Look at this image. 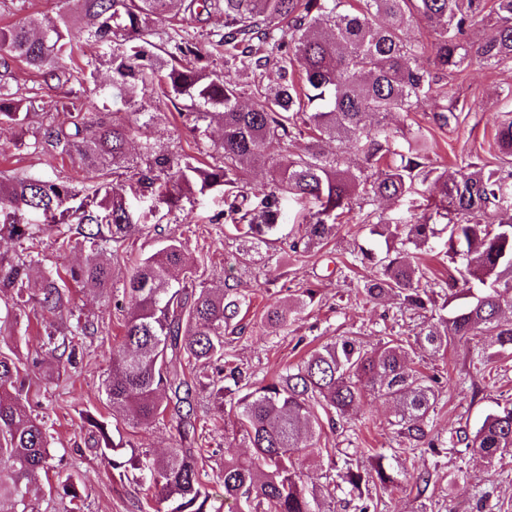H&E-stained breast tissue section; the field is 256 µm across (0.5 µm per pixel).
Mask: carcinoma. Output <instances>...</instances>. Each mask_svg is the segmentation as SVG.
I'll use <instances>...</instances> for the list:
<instances>
[{
    "label": "carcinoma",
    "instance_id": "obj_1",
    "mask_svg": "<svg viewBox=\"0 0 512 512\" xmlns=\"http://www.w3.org/2000/svg\"><path fill=\"white\" fill-rule=\"evenodd\" d=\"M172 5L173 0H73V9L55 22L29 18L1 24L0 65L19 62L59 80L57 63L66 46L81 38L95 43L107 57L116 97L144 117L142 125L156 116L141 107L149 96L157 107L183 103L181 116L196 138L214 126L221 131L215 145L220 160L213 164L143 143L136 183L151 189L152 208L218 190L224 196V223L265 242L280 229L283 198L308 200L315 210L289 244L294 254L335 236L340 216L358 197L395 202L430 184L435 195L425 212L404 221L378 216L371 234L385 249L361 247L353 262L369 269L363 284L369 299L395 295L410 310H426L435 306L434 290L425 269L405 252L410 245H427L442 224L448 255L465 260L447 282L448 298L460 304L413 343L390 336L367 349L355 337L340 336L271 381L244 383L243 372L226 363L224 337L244 333L238 317L246 296L230 287L186 286L180 280L182 243L171 239L126 277L123 334L112 352L104 392L112 411L134 428H147L173 411L179 446L159 457L133 452L127 458L123 438H110L105 425L95 422L100 457L114 477H126L130 468L139 471L147 489L154 490L157 512H212L210 476L199 465L203 449L194 447V383L186 376L192 362H208L220 374L208 387L227 415L224 438L240 435L253 448L248 457H224L217 473L228 512H335L336 491L345 489L355 494L356 512H371L374 503L362 496L361 486L397 483L381 457L368 466L348 457L332 466L335 475L327 484L308 486L304 462L322 454L324 424L336 426L369 394L393 404L394 426L405 447L436 453L442 443L432 435L429 416L439 379L408 361L412 344L438 352L471 342L484 366L512 357V215H500L512 191V171L469 162L450 172L431 161L421 130L401 134L400 143L387 123L392 114L408 115L440 101L432 119L448 126L458 119V105L448 98L444 77L474 61L512 67V0H181L185 20L224 12V31L211 46L224 52L226 67L253 75L251 102L237 85L208 70L189 35L170 38L167 58L158 54L155 26L168 18ZM416 20L432 32L430 45L407 41L406 31ZM478 21L486 23L488 33L475 43L468 31ZM189 56L196 63L182 64ZM270 69L278 79L266 84L263 74ZM61 107L69 122L46 127L45 141L98 171L130 164L135 127L115 116L89 122L74 101ZM25 119L21 101L0 83V123L22 127ZM304 135L309 142L298 153L294 143ZM327 141L336 143V152L324 149ZM271 143L278 149L272 162L266 152ZM496 143L499 154L511 160L512 118L499 124ZM348 146L362 162L356 172L343 163ZM255 166L270 168L258 189L248 187ZM90 207L67 181H1L0 239H27L30 214L49 225L74 222L77 234L93 244L107 236L121 239L145 223V216L114 190L96 202L97 211ZM37 264L33 256L15 260L0 254V293L21 311L33 286L42 310L56 314L69 308L62 277L45 275L31 283ZM70 278L104 288L112 269L92 257L70 270ZM315 295L305 288L273 303L261 323L287 329ZM18 377L15 361L0 354V466L9 471V479H0V500L22 504L23 486L48 471L51 452L43 426L19 402ZM448 445H462L486 460L512 448V403L487 415L474 432L456 429Z\"/></svg>",
    "mask_w": 512,
    "mask_h": 512
}]
</instances>
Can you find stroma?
I'll list each match as a JSON object with an SVG mask.
<instances>
[{"label": "stroma", "mask_w": 512, "mask_h": 512, "mask_svg": "<svg viewBox=\"0 0 512 512\" xmlns=\"http://www.w3.org/2000/svg\"><path fill=\"white\" fill-rule=\"evenodd\" d=\"M62 0H0V24L36 17L56 18ZM198 48L208 56L210 69L239 86L250 85L251 74L229 69L222 53L210 45L214 32L223 30L224 16L212 13L201 21L184 22ZM70 74L68 83L44 78L41 72L21 64L0 67V81L8 83L18 98L34 99L24 127L0 124V179L28 177L70 181L81 195L105 188H126L134 184L132 170L122 168L103 176L86 170L78 158L61 157L42 137L50 123L66 120L58 101L80 93L87 117L111 119L118 108L109 86V66L87 41L74 42L70 53L59 61ZM448 94L463 105L458 124L434 126V103H426L411 118L389 117L392 129L423 128L428 132L429 156L438 166L455 168L461 161L481 159L498 163L495 134L507 113H512V70L490 69L472 64L460 75L448 78ZM145 135L152 142L193 157L212 153L220 137L210 129L208 138L196 140L183 126L174 109L150 123ZM133 207L147 214L145 232H133L130 239L111 242L104 258L114 278L105 288L70 284L68 311L49 314L38 303L12 315L11 302L0 296V352L8 354L21 369L20 402L28 412L43 417L49 434L53 459L47 479L32 486L28 500L33 512H153L146 505L145 487L136 479L113 478L95 452L97 433L91 419L105 422L110 433H118L137 452L154 456L176 447L174 422L164 421L147 429L131 427L113 416L102 384L112 369V350L118 342L122 315L116 308L122 299L123 278L138 258L158 249L164 241L180 240L184 261L194 288H220L232 284L251 301L249 326L240 336L227 338L224 351L250 381L268 380L295 365L315 347L338 336L357 337L366 347H376L388 334L414 337L430 325L434 314L404 309L398 297L368 301L363 292L366 271L353 266L351 255L358 248L375 243L369 217L407 218L422 213L425 197L413 195L389 204L360 197L346 224L328 243L305 253L282 259L281 253L313 205L295 198L283 202L285 222L277 239L260 243L236 231L224 221V199L220 192L182 200L179 207L151 210V200L130 196ZM25 243L0 240V253L25 257L38 253L40 271L66 272L92 255L88 241H72L67 248L57 243L56 228L31 219ZM301 288L316 289L311 304L287 331L275 332L259 321L262 310L274 301ZM87 322L94 330L75 334L77 323ZM411 359L441 383L437 404L430 414L432 431L447 439L451 429H476L488 414L512 399V362L486 369L476 363L472 346L459 342L434 352L414 348ZM201 430L198 446L210 449L208 465L220 470L228 455L244 456L250 449L242 440L225 442L224 416L212 405L208 391L196 394ZM390 405L366 398L336 429H324L321 445L344 457L361 449L362 459L375 454L386 457L398 470L400 483L390 490L370 486L376 512H512V450L488 461L469 453L442 450L440 455L417 449L403 450L391 424ZM430 474L426 499H419L414 484L421 474ZM85 487L79 506H72L61 490L66 478Z\"/></svg>", "instance_id": "35a3bbf8"}]
</instances>
